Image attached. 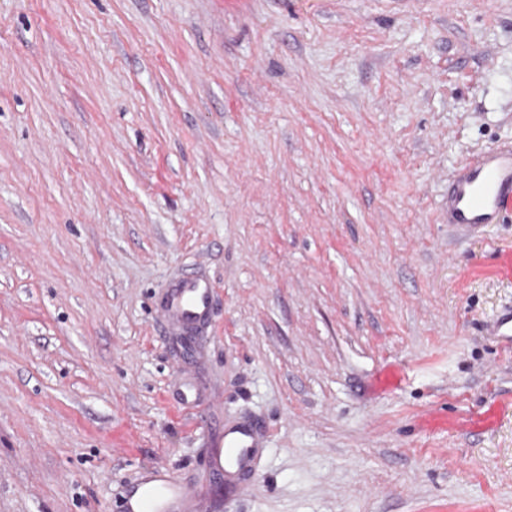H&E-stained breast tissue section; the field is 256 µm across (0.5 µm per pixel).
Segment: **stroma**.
Segmentation results:
<instances>
[{"label":"stroma","instance_id":"1","mask_svg":"<svg viewBox=\"0 0 512 512\" xmlns=\"http://www.w3.org/2000/svg\"><path fill=\"white\" fill-rule=\"evenodd\" d=\"M503 142L512 0H0V512L150 466L208 512H512V221L440 220ZM191 267L217 316L170 336ZM250 428L235 426L220 431L210 448V467L224 477L225 488L244 490L255 473L261 448Z\"/></svg>","mask_w":512,"mask_h":512}]
</instances>
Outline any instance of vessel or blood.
Here are the masks:
<instances>
[{
	"label": "vessel or blood",
	"mask_w": 512,
	"mask_h": 512,
	"mask_svg": "<svg viewBox=\"0 0 512 512\" xmlns=\"http://www.w3.org/2000/svg\"><path fill=\"white\" fill-rule=\"evenodd\" d=\"M512 209V145L484 151L463 162L448 185V222L475 231L503 220ZM217 289L205 276L188 273L166 288L160 308L167 321L188 330L209 323ZM259 437L250 428L220 431L210 449V467L225 487L245 489L256 470ZM117 512H206L204 499L173 472L152 468L128 485Z\"/></svg>",
	"instance_id": "obj_1"
}]
</instances>
